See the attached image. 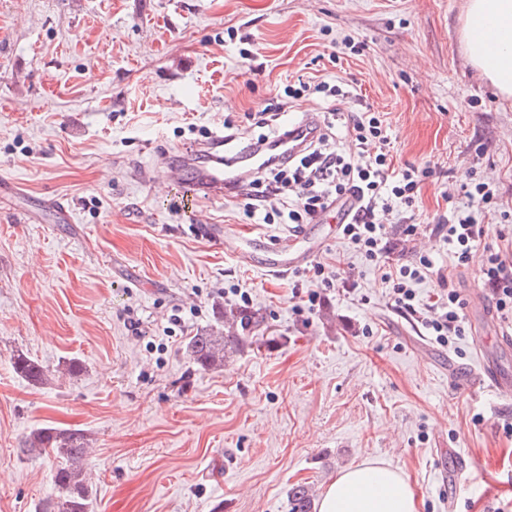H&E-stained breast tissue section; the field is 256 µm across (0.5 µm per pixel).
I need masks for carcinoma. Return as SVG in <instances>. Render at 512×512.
Here are the masks:
<instances>
[{
    "mask_svg": "<svg viewBox=\"0 0 512 512\" xmlns=\"http://www.w3.org/2000/svg\"><path fill=\"white\" fill-rule=\"evenodd\" d=\"M228 335L213 336L199 333L191 336L186 350L193 362L201 367H211L224 357V347L232 345L244 347L250 337L246 333L261 325L255 313L238 309L225 319ZM15 373L32 384L48 380V372L37 361L19 354L14 358ZM21 452L28 455H48L54 457L57 469L53 482L57 490L56 498L44 512H92V491L84 476L83 461L88 453V440L80 430H58L39 428L32 431L23 441ZM290 512H312V493L307 486L298 484L289 492Z\"/></svg>",
    "mask_w": 512,
    "mask_h": 512,
    "instance_id": "carcinoma-1",
    "label": "carcinoma"
}]
</instances>
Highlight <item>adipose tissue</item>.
<instances>
[{"label": "adipose tissue", "instance_id": "obj_1", "mask_svg": "<svg viewBox=\"0 0 512 512\" xmlns=\"http://www.w3.org/2000/svg\"><path fill=\"white\" fill-rule=\"evenodd\" d=\"M461 38L470 64L498 95L512 98V0H465ZM318 512H417V501L398 470L360 464L329 483Z\"/></svg>", "mask_w": 512, "mask_h": 512}]
</instances>
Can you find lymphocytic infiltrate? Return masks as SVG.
I'll list each match as a JSON object with an SVG mask.
<instances>
[{
    "mask_svg": "<svg viewBox=\"0 0 512 512\" xmlns=\"http://www.w3.org/2000/svg\"><path fill=\"white\" fill-rule=\"evenodd\" d=\"M320 94L326 104L319 122L321 130L315 140L290 160H281L257 173L251 181L254 189L244 205L247 216H260L263 223L310 224L336 200L352 198L357 206L340 231L348 244L366 260L378 263L389 254L388 231L380 217L396 206L415 207L419 186L428 172L408 167L395 169L390 158L391 141L383 128L379 113L364 112L348 119L336 106L344 90L328 82H300L292 97L306 92ZM345 128L352 142L348 149L337 144V128ZM465 207L449 205L440 229L457 265H468L473 248L484 235L471 212L486 208L491 194L484 184L462 188ZM434 272V262L426 255L415 265H401L385 272L391 299L396 308L410 314L420 311L416 287ZM489 287V298L500 318L512 320V259L501 250H485L481 268ZM463 301L456 290H448L431 305V318L425 327L440 345H450L461 336L460 312Z\"/></svg>",
    "mask_w": 512,
    "mask_h": 512,
    "instance_id": "f902f5d3",
    "label": "lymphocytic infiltrate"
}]
</instances>
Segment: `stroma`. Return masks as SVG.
Listing matches in <instances>:
<instances>
[{
    "label": "stroma",
    "mask_w": 512,
    "mask_h": 512,
    "mask_svg": "<svg viewBox=\"0 0 512 512\" xmlns=\"http://www.w3.org/2000/svg\"><path fill=\"white\" fill-rule=\"evenodd\" d=\"M465 0H0V512H40L51 459L20 451L31 431L79 429L94 512H289L296 484L321 495L343 468L391 466L418 512H512V399L458 384L478 361V320L439 345L392 307L381 273L335 224L317 258L334 285L244 262L258 236L239 200L187 205L163 153L247 113L289 102L297 78L349 85L347 110L381 113L395 168H429L413 211L383 216L393 264L419 255L460 294L487 295L485 244L512 252V99L499 98L460 44ZM486 183L484 245L456 266L437 230L447 195ZM71 225L34 213L39 197ZM420 225L403 243L399 229ZM230 229L223 243L204 227ZM238 284L257 339L200 368L186 343L224 330L219 288ZM197 306L182 331L176 308ZM53 375L31 384L17 355ZM77 365L67 374L63 365Z\"/></svg>",
    "instance_id": "stroma-1"
}]
</instances>
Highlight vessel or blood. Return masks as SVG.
Masks as SVG:
<instances>
[{
  "mask_svg": "<svg viewBox=\"0 0 512 512\" xmlns=\"http://www.w3.org/2000/svg\"><path fill=\"white\" fill-rule=\"evenodd\" d=\"M283 127V134L272 145L241 151L226 145L224 134L219 131L206 140L181 147L177 152L165 153L162 162L172 184L188 186L193 195L220 200L247 190L248 171L263 169L270 161L284 156H297L305 143L319 132L318 118L312 112L299 119L287 120ZM264 249L267 253L264 267L270 273L282 275L312 260L318 246L314 243L302 245L300 235L293 233L266 243ZM473 306L482 314L485 323L484 335L474 339L476 346L481 348L492 341L500 350L512 349V333L499 325L481 301H474ZM477 379L492 386L502 396L512 395V378L502 375L497 362L489 356L480 357Z\"/></svg>",
  "mask_w": 512,
  "mask_h": 512,
  "instance_id": "1",
  "label": "vessel or blood"
}]
</instances>
